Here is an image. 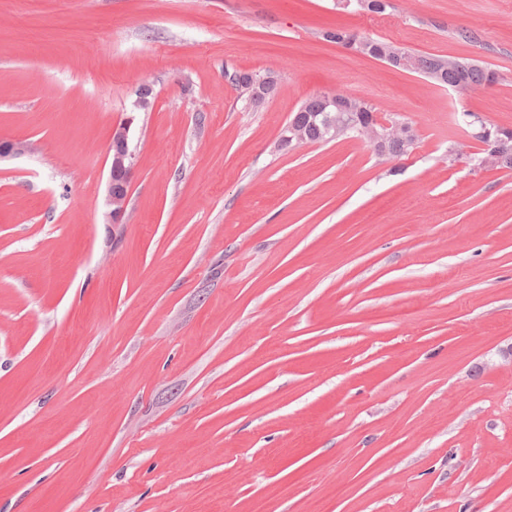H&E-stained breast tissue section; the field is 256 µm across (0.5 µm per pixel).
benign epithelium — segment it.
Masks as SVG:
<instances>
[{"label":"benign epithelium","mask_w":512,"mask_h":512,"mask_svg":"<svg viewBox=\"0 0 512 512\" xmlns=\"http://www.w3.org/2000/svg\"><path fill=\"white\" fill-rule=\"evenodd\" d=\"M277 81L270 75L252 78L246 82L249 101L255 108L265 106L271 97ZM350 112H338L325 117V123L331 137L345 133L350 120ZM134 116H127L113 128L112 139L108 148L110 158L109 181L106 205L107 218L111 224H121L127 209L131 178L135 169L134 154L129 147V131ZM357 133L368 143L376 156L383 162H393L411 153L414 135L408 125L382 119L379 113L372 111L359 117ZM31 150V145L24 141L1 140L0 159Z\"/></svg>","instance_id":"7a95c632"}]
</instances>
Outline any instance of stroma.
<instances>
[{"instance_id":"obj_1","label":"stroma","mask_w":512,"mask_h":512,"mask_svg":"<svg viewBox=\"0 0 512 512\" xmlns=\"http://www.w3.org/2000/svg\"><path fill=\"white\" fill-rule=\"evenodd\" d=\"M392 2L0 0V138L35 145L0 160V512H512V170L463 121L512 128V0ZM244 71L278 79L261 109ZM336 91L412 153L280 147ZM323 37L331 42L348 46L357 51L359 45L363 44L367 47L366 52L362 53L366 56L381 60L380 53L382 49L391 48L394 51H398L401 54L411 53L405 49L397 48L392 45L389 41L373 39L369 37L357 38L354 34L350 33L344 27H336V29H329L323 33ZM352 43H355L352 46ZM358 52V51H357ZM446 84H456L459 82H470L472 84L464 85L462 92H468L475 89L477 85L483 86L488 84H496L498 81V75L495 69L487 65H481V67H472L466 71H448L444 75ZM476 84V85H473ZM342 99L350 101L352 112L356 115L361 112H368L359 116L357 133L368 143L376 156L383 162H393L402 156L411 153L414 145V135L410 126L399 122L383 120L375 111L369 112L371 107L364 100L336 93ZM351 98V100L349 99ZM134 116H127L113 128L108 148L110 158L106 205L109 223L121 224L127 209L131 178L135 169L134 154L129 147V131Z\"/></svg>"}]
</instances>
